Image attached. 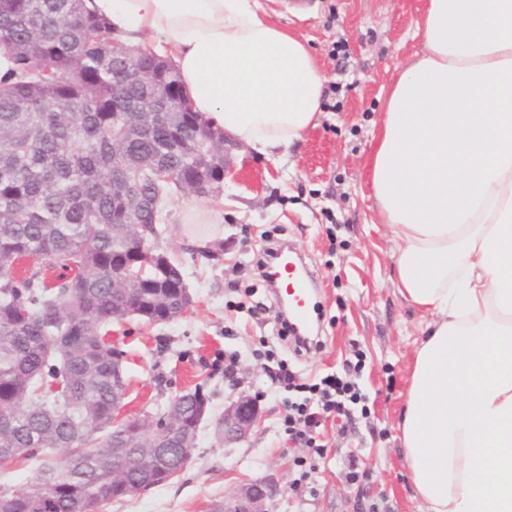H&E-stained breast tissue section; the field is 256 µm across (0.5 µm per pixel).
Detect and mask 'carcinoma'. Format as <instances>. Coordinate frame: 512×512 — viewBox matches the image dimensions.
<instances>
[{"label":"carcinoma","mask_w":512,"mask_h":512,"mask_svg":"<svg viewBox=\"0 0 512 512\" xmlns=\"http://www.w3.org/2000/svg\"><path fill=\"white\" fill-rule=\"evenodd\" d=\"M116 36L84 0H0V257L12 285L0 287V475L39 456L34 495L20 494L7 512H102L148 476L127 449L123 487L112 485V448L128 444L112 432L117 405L113 378L123 351L112 346V324L137 317L172 320L181 281L160 279L128 296L113 288L112 270L130 257L123 236L127 200L141 221L155 203L181 192L221 191L224 136L212 131L183 95L172 60L138 50L112 55ZM137 66L142 80L128 75ZM163 80L167 100L149 120L128 113ZM119 148L121 168L112 167ZM177 173L157 182L155 171ZM72 259L54 281L20 262ZM208 399L202 387L179 395L186 418ZM174 449L156 458L171 474L182 466Z\"/></svg>","instance_id":"cac0c4a2"}]
</instances>
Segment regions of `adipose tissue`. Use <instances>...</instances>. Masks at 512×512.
Segmentation results:
<instances>
[{"instance_id":"ef3b65f1","label":"adipose tissue","mask_w":512,"mask_h":512,"mask_svg":"<svg viewBox=\"0 0 512 512\" xmlns=\"http://www.w3.org/2000/svg\"><path fill=\"white\" fill-rule=\"evenodd\" d=\"M90 6L228 137L271 154L316 126L326 78L261 0ZM416 33L366 165L398 292L430 317L402 453L424 512H512V0H424Z\"/></svg>"}]
</instances>
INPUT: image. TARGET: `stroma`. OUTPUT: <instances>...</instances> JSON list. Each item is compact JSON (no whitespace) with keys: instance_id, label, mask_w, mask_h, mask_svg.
<instances>
[{"instance_id":"obj_1","label":"stroma","mask_w":512,"mask_h":512,"mask_svg":"<svg viewBox=\"0 0 512 512\" xmlns=\"http://www.w3.org/2000/svg\"><path fill=\"white\" fill-rule=\"evenodd\" d=\"M265 3L269 21L305 42L327 78L318 125L270 156L240 146L219 197L166 200L156 244L181 267L194 304L165 323L113 324L112 343L127 367L121 412L156 413L200 386L211 397L212 417L201 425L183 473L103 512H206L266 476L284 490L273 512H362L373 503L380 512H422L399 450L398 423L425 322L397 290L398 244L381 222L366 161L398 67L422 49L414 32L423 0ZM216 206L223 223H188L190 210ZM266 231L292 245L315 280L320 343L299 355L281 341L274 321L251 312L275 302L256 267ZM262 342L308 382L361 361L351 379L366 410L346 428L337 419L323 423L324 454L276 432L284 392L252 356ZM230 355L241 390L258 400L261 414L250 437L227 448L212 419L232 394L224 378ZM353 457L355 482L347 478Z\"/></svg>"}]
</instances>
